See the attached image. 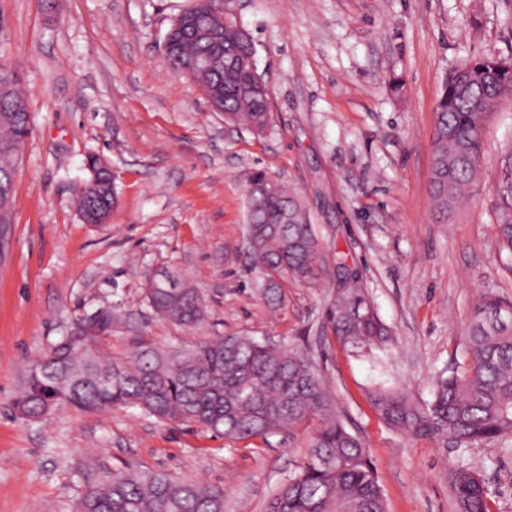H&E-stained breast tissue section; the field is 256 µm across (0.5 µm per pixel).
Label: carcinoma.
<instances>
[{
  "label": "carcinoma",
  "mask_w": 512,
  "mask_h": 512,
  "mask_svg": "<svg viewBox=\"0 0 512 512\" xmlns=\"http://www.w3.org/2000/svg\"><path fill=\"white\" fill-rule=\"evenodd\" d=\"M208 0H195L194 31L172 34L171 67L179 70L211 50V34L224 53H248L243 73L217 59L192 71L191 79L208 100L224 108L227 123H246L264 133L272 123L270 96L234 25L217 27ZM512 98V60L485 56L461 63L449 73L436 105L432 140V192L449 219L476 180L483 152L486 116ZM29 134V116L17 74L0 80V185L13 186L16 153ZM111 186L101 182L78 196L86 224L108 215L104 202ZM498 236L512 253V150L501 161ZM245 205L251 224L247 254L263 296L281 297L288 282L314 284L326 271L315 225L300 197L265 170L246 180ZM177 288H145L148 305L163 319L192 330L205 319L198 289L175 269L163 271ZM336 294L327 311L334 336L353 349L385 343L382 323L360 278L345 259L334 262ZM88 325L101 335L112 327V308L84 317L53 344L29 370L13 405L29 421L46 409L70 406L103 411L113 406L142 410L159 421H184L230 441L267 437L290 430L314 416L322 425L299 471L282 486L270 512H386L366 443L350 432L336 411L323 375L308 357L268 339L237 334L214 336L192 350L167 355L142 347L126 362L103 357L99 346H82ZM369 401L390 427L429 436L443 446L469 448L512 441V301L493 294L475 305L464 333L462 360L439 375L430 400H415L399 388H374ZM455 512H492V502L475 467L452 469ZM81 512H224V489L177 481L157 472L114 474L88 488Z\"/></svg>",
  "instance_id": "obj_1"
}]
</instances>
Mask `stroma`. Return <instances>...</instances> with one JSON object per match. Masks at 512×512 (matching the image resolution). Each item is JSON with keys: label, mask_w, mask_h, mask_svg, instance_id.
I'll use <instances>...</instances> for the list:
<instances>
[{"label": "stroma", "mask_w": 512, "mask_h": 512, "mask_svg": "<svg viewBox=\"0 0 512 512\" xmlns=\"http://www.w3.org/2000/svg\"><path fill=\"white\" fill-rule=\"evenodd\" d=\"M191 3L0 0V65L20 74L31 119L0 248V512H80L106 476L149 471L222 486L224 512H267L305 461L314 420L230 444L132 407L20 418L12 400L32 363L104 306L100 346L118 362L216 334L306 353L369 447L387 512H454L450 470L462 462L480 468L492 512H512V444L444 448L390 428L368 399L378 384L430 399L479 297L512 299L496 194L512 99L488 116L478 178L449 223L431 195L442 85L460 61L512 56V0H237L271 88L262 135L225 123L170 70L164 38ZM92 155L117 176L104 224L75 207ZM258 168L304 198L326 257L358 270L391 331L384 347L354 353L335 339L329 279L288 284L278 303L256 290L243 240L244 183ZM166 266L204 298L197 333L146 302L145 275Z\"/></svg>", "instance_id": "stroma-1"}]
</instances>
